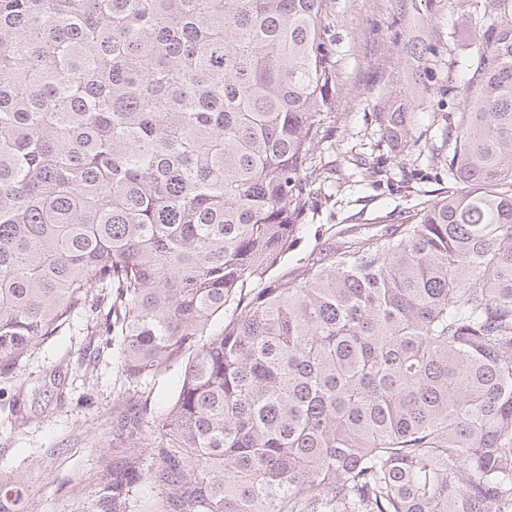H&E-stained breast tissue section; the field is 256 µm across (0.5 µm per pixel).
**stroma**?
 <instances>
[{"label":"stroma","instance_id":"1","mask_svg":"<svg viewBox=\"0 0 512 512\" xmlns=\"http://www.w3.org/2000/svg\"><path fill=\"white\" fill-rule=\"evenodd\" d=\"M324 42L338 61L339 103L323 128L318 153L331 169L316 181L299 217L298 241L280 271L293 272L336 233L366 236L396 215L433 199L448 172L429 153L383 136L378 115L414 108V133L443 146L448 97L421 92L411 80V45L433 44L464 58L466 18L448 0H332ZM381 174L365 177V168ZM127 388L115 345L79 318L33 350L23 367L0 375V479L27 489L20 512H96L95 478L118 450L112 414ZM28 412L14 422L13 404Z\"/></svg>","mask_w":512,"mask_h":512}]
</instances>
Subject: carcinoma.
I'll list each match as a JSON object with an SVG mask.
<instances>
[{"mask_svg": "<svg viewBox=\"0 0 512 512\" xmlns=\"http://www.w3.org/2000/svg\"><path fill=\"white\" fill-rule=\"evenodd\" d=\"M330 4L0 0V373L81 315L119 338L97 512H512V0H448V190L276 274L336 110ZM411 54L426 89L442 57ZM180 374L172 372L166 378L157 381L154 385L153 382L147 385L142 384V391L151 392L155 410L162 413L170 400L173 392L177 389L179 384Z\"/></svg>", "mask_w": 512, "mask_h": 512, "instance_id": "carcinoma-1", "label": "carcinoma"}]
</instances>
